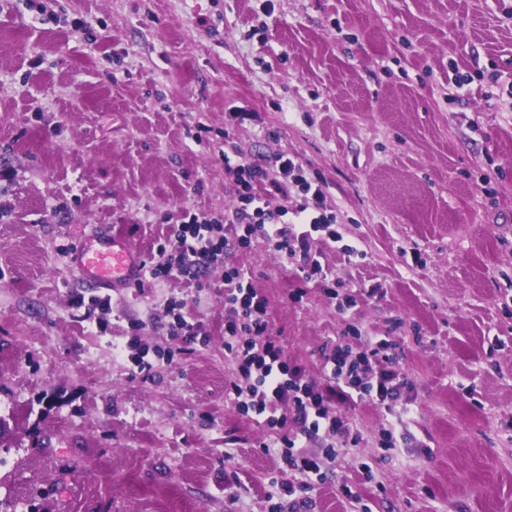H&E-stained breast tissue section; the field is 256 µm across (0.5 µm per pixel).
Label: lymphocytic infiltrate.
Listing matches in <instances>:
<instances>
[{
	"mask_svg": "<svg viewBox=\"0 0 512 512\" xmlns=\"http://www.w3.org/2000/svg\"><path fill=\"white\" fill-rule=\"evenodd\" d=\"M224 166L237 185L238 206L226 211L220 223L203 214L184 213L173 240L159 246L163 260L151 266V275L200 284L212 268L224 266L229 254L248 248L260 236L279 254L298 259L305 279H320L326 295L336 298L332 274L313 250L314 232L331 231L335 222L327 212L322 187L285 155L267 165L241 153ZM266 186L283 200L291 188H298L304 201L292 209L284 204L270 208L261 193ZM224 268V351L236 367L227 396L239 411L262 419L276 433L275 446L292 477L285 488L292 494L294 477L319 469L316 456L303 450V440L340 436L357 445L360 433L343 419L341 406L370 401L391 409L407 380L396 367L391 341L383 339L357 351L340 341H327L321 348L323 380L310 381L273 336L266 298L240 269ZM283 404L289 414L279 413Z\"/></svg>",
	"mask_w": 512,
	"mask_h": 512,
	"instance_id": "1",
	"label": "lymphocytic infiltrate"
}]
</instances>
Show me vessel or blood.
Instances as JSON below:
<instances>
[{
	"instance_id": "vessel-or-blood-1",
	"label": "vessel or blood",
	"mask_w": 512,
	"mask_h": 512,
	"mask_svg": "<svg viewBox=\"0 0 512 512\" xmlns=\"http://www.w3.org/2000/svg\"><path fill=\"white\" fill-rule=\"evenodd\" d=\"M73 267L97 289L128 288L140 276L141 263L125 238L96 234L73 254Z\"/></svg>"
}]
</instances>
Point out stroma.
Here are the masks:
<instances>
[{
    "mask_svg": "<svg viewBox=\"0 0 512 512\" xmlns=\"http://www.w3.org/2000/svg\"><path fill=\"white\" fill-rule=\"evenodd\" d=\"M512 0H0V500L30 512H512ZM228 112L242 120L225 125ZM294 158L339 241L341 312L260 239L230 256L289 358L389 337L412 414L343 408L358 447L296 492L224 388V270L96 297L92 229L150 260L182 212L236 203L224 155ZM354 246L357 256L345 253ZM377 289L375 298L364 289ZM301 299H294V292ZM207 341L182 352L168 298ZM153 352L133 370L117 350ZM372 471L364 473L360 465Z\"/></svg>",
    "mask_w": 512,
    "mask_h": 512,
    "instance_id": "35a3bbf8",
    "label": "stroma"
}]
</instances>
